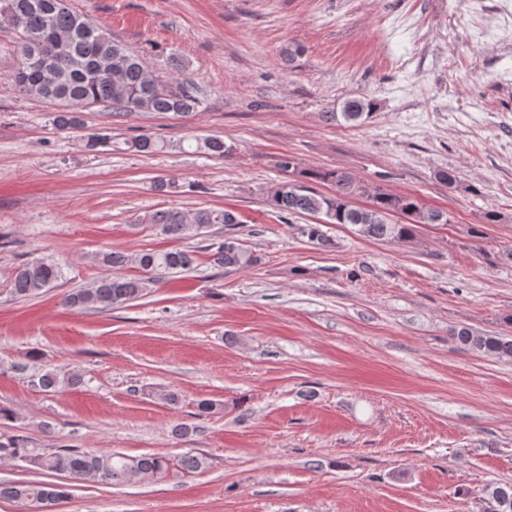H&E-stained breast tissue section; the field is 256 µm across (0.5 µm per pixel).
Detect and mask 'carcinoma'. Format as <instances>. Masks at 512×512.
<instances>
[{
	"mask_svg": "<svg viewBox=\"0 0 512 512\" xmlns=\"http://www.w3.org/2000/svg\"><path fill=\"white\" fill-rule=\"evenodd\" d=\"M9 9L21 18L13 27L17 34V56L13 78L19 90L30 97L59 103L64 111L54 117L60 130L79 127V111L95 102L123 112H161L188 115L198 111L201 99L188 80L165 79L146 69L140 55L123 44L112 41L102 28L89 21L69 3L60 0H0V23L3 11ZM373 103L350 99L342 112H327L326 119L342 117L357 122L370 114ZM142 154H154L167 148L148 136L132 142ZM194 151L229 158L232 148L217 136L195 139ZM310 177L329 182L335 187L331 196L317 195L293 180L284 181L271 191V202L281 214H320L329 224H352L360 235L389 242H406L413 237L418 224H448V212L428 208L412 195L377 193L369 205L355 207L350 198L361 191L352 176L342 170L312 172ZM400 213L406 221L390 222L388 216ZM151 223L173 238L195 236L214 225L227 230L241 224L239 215L228 209L200 208L183 211L177 208L156 212ZM299 234L308 242L328 244L321 225L303 224ZM214 266L226 270H244L258 265L260 258L242 241L232 236L211 245ZM96 261L113 269L136 265L141 277L107 276L91 288L67 294L62 303L73 310H109L141 297L161 273H182L195 263L191 250H145L135 255L103 252ZM61 277L58 265L39 259L16 268L13 294L17 299L33 297L51 287ZM462 348L512 359V337L477 333L467 327L452 330ZM30 463L46 470L62 472L74 481L96 479L112 485H125L166 473L172 466L184 471H197L206 466L204 458L184 455L177 461L163 455L131 458L116 452L61 448L42 453L29 447L22 438L0 440V459ZM64 496V491L42 482L0 483V498L25 502L47 509ZM483 499L490 504L512 503V482L491 483L483 489Z\"/></svg>",
	"mask_w": 512,
	"mask_h": 512,
	"instance_id": "obj_1",
	"label": "carcinoma"
}]
</instances>
